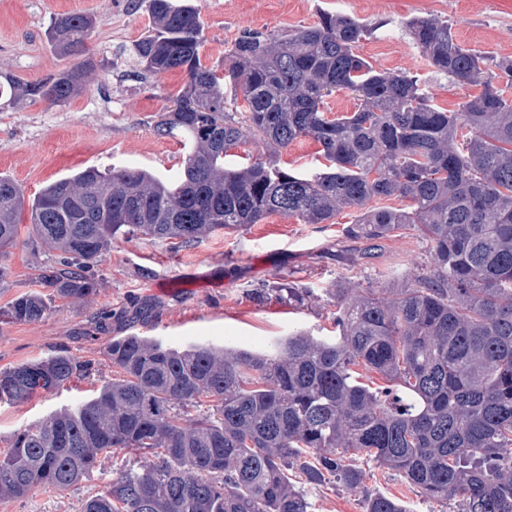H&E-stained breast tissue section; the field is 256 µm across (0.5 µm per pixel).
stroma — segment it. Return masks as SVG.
Segmentation results:
<instances>
[{
  "mask_svg": "<svg viewBox=\"0 0 512 512\" xmlns=\"http://www.w3.org/2000/svg\"><path fill=\"white\" fill-rule=\"evenodd\" d=\"M204 25V63H223L247 30L285 33L316 25L322 14L349 15L373 26L358 53L380 71L416 76L434 104L460 111L475 89L436 72L405 31L412 17L448 21L463 46L489 56L512 57V0H197ZM92 17L96 25L85 55L65 56L49 43L46 29L60 14ZM153 24L146 0H0V81L46 79L91 58L95 68L70 102L51 105L17 99L0 104V174L16 181L26 197L50 182L94 166L137 167L165 179L178 175L186 154L179 138L158 135L154 125L184 84L174 70L140 78L130 56L133 44ZM359 213L342 211L330 224H302L273 215L225 234L214 233L190 247L170 241L116 237L95 273L99 286L78 300L54 298L36 322H0V370L67 350L89 368L52 393L20 405L0 403V456L20 428L90 398L117 378L104 355L116 336L136 335L176 348L193 343L260 351L288 334L336 333V308L329 290L339 282L357 288H393L430 262L427 243L412 229L384 240L373 257L349 262L341 248L344 227ZM55 253L24 243L10 248V268L0 285V307L38 290V270ZM311 288L306 304L291 307L254 291L284 276ZM135 450L102 454L99 465L76 488L31 491L22 499H0V512H82L121 468L142 461ZM365 487L348 490L329 481L306 487L312 512H363L364 490L404 502L410 512H451L445 500H428L403 477L362 460Z\"/></svg>",
  "mask_w": 512,
  "mask_h": 512,
  "instance_id": "obj_1",
  "label": "stroma"
}]
</instances>
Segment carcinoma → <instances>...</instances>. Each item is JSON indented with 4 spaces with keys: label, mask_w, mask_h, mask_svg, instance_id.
Wrapping results in <instances>:
<instances>
[{
    "label": "carcinoma",
    "mask_w": 512,
    "mask_h": 512,
    "mask_svg": "<svg viewBox=\"0 0 512 512\" xmlns=\"http://www.w3.org/2000/svg\"><path fill=\"white\" fill-rule=\"evenodd\" d=\"M153 27L134 44L142 78L174 69L185 84L155 128L193 146L171 182L140 168L88 167L25 199L0 175V249L15 244L30 213L31 243L58 251L37 279L72 301L95 293L93 268L112 238L175 239L192 246L278 214L326 224L354 208L347 253L371 254L405 227L429 245L430 265L393 298L376 288L336 285V336L300 330L267 353L224 343L176 349L142 336L110 341L121 378L75 409L13 434L0 456V497L41 488L65 491L98 456L118 448L150 452L83 512H312L304 490L330 479L363 486L364 457L402 475L428 499L458 500L457 512H512V60L458 44L446 21L412 17L404 27L430 63L480 91L460 112L433 104L414 76L376 70L360 56L372 29L347 15L286 35L248 31L224 63L201 60L195 0H150ZM93 19L52 20L64 55L85 51ZM94 64L57 77L10 81V94L58 105L78 94ZM345 89L357 110L327 116ZM243 98L247 116L228 100ZM310 137L326 163L300 172L276 163L224 168L226 153L250 139L274 150ZM402 199L403 208L371 205ZM303 305L309 288L282 278L260 289ZM42 293L15 297L0 315L34 322ZM386 385L363 382L359 368ZM86 371L59 352L0 370V402L24 403ZM212 411L187 410L202 400ZM363 512H409L385 494Z\"/></svg>",
    "instance_id": "obj_1"
}]
</instances>
